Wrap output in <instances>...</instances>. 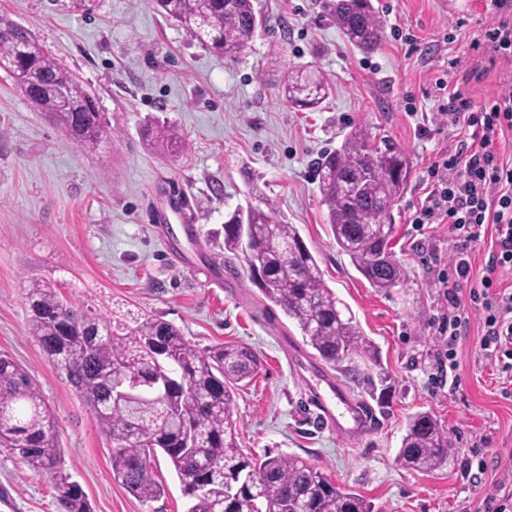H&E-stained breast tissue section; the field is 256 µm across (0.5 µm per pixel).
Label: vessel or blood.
<instances>
[{"label": "vessel or blood", "instance_id": "vessel-or-blood-1", "mask_svg": "<svg viewBox=\"0 0 512 512\" xmlns=\"http://www.w3.org/2000/svg\"><path fill=\"white\" fill-rule=\"evenodd\" d=\"M324 388H311L307 400L322 426L354 440L367 434L370 422L363 403L343 393L337 379L328 376Z\"/></svg>", "mask_w": 512, "mask_h": 512}]
</instances>
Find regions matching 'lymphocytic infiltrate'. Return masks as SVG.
Wrapping results in <instances>:
<instances>
[{
  "mask_svg": "<svg viewBox=\"0 0 512 512\" xmlns=\"http://www.w3.org/2000/svg\"><path fill=\"white\" fill-rule=\"evenodd\" d=\"M441 110L470 135L429 167L434 190L412 222L419 228L447 225L453 275L473 282L469 299L482 315V347L503 372L512 373V289L498 277L500 270L512 268V162L499 144L500 135L512 132V89L479 106L461 90H452ZM487 224L495 241L475 278L470 256Z\"/></svg>",
  "mask_w": 512,
  "mask_h": 512,
  "instance_id": "lymphocytic-infiltrate-1",
  "label": "lymphocytic infiltrate"
}]
</instances>
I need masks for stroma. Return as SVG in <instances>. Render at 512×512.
<instances>
[{
  "instance_id": "obj_1",
  "label": "stroma",
  "mask_w": 512,
  "mask_h": 512,
  "mask_svg": "<svg viewBox=\"0 0 512 512\" xmlns=\"http://www.w3.org/2000/svg\"><path fill=\"white\" fill-rule=\"evenodd\" d=\"M329 0H253L263 25L249 47L215 53L165 19L154 0H0V17L24 27L94 95L109 135L94 151L73 148L46 113L34 109L0 69V353L39 385L57 425L63 468L92 512H187L164 455L154 476L164 495L144 502L112 479L107 439L90 405L25 332V290L38 280L85 313L114 326L159 317L204 349L251 347L261 368L236 390L232 420L240 448L298 455L334 482L371 501L374 512H478L489 490L512 478V377L481 347L482 318L455 345L458 381L437 366V336L448 311V227L411 219L432 190L427 169L465 133L441 115L437 82L475 103L512 87V63L491 65L474 44L495 24L494 0H372L385 34L369 53L352 47L328 12ZM413 42L394 41L395 29ZM317 65L332 92L302 110L281 95L289 68ZM475 70L482 81L469 80ZM172 125L186 138L175 155L147 141L150 125ZM366 126L375 146L390 141L410 159L412 177L392 211L391 253L405 271L380 293L340 253L326 222L315 173L352 127ZM184 190L189 208L167 199ZM272 204L297 226L323 278L379 349L333 367L351 397L381 420L351 441L315 422L308 391L290 356L320 366L284 311L269 303L241 261L214 250L236 207ZM160 221L147 222L146 206ZM433 413L448 431L450 466L420 472L396 456L407 419ZM488 462L481 486L463 473L472 449ZM12 510L62 512L55 477L0 452V499Z\"/></svg>"
}]
</instances>
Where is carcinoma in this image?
Segmentation results:
<instances>
[{"label":"carcinoma","instance_id":"cac0c4a2","mask_svg":"<svg viewBox=\"0 0 512 512\" xmlns=\"http://www.w3.org/2000/svg\"><path fill=\"white\" fill-rule=\"evenodd\" d=\"M158 11L204 46L234 57L253 40L261 20L251 0H156ZM332 18L347 41L363 52L375 50L384 28L371 0H336ZM0 68L26 86L31 106L50 114L71 144L88 150L105 136L89 93L27 31L0 18ZM330 87L312 64L283 78L282 95L301 109L319 106ZM150 142L169 153L184 147L174 127L150 125ZM361 127L352 128L339 148L317 162L327 223L336 247L373 288L388 291L402 281L389 255L391 211L411 175L406 153L380 149ZM244 210L237 209V212ZM246 232L224 230L215 239L226 255L243 259L249 279L263 274L260 291L281 307L300 330L303 342L328 364L375 358L376 348L347 304L326 285L315 256L295 225L273 207L245 210ZM27 333L68 382L90 404L111 443L112 479L135 497L152 501L162 487L152 458L162 452L192 499L188 512H372L361 494L333 482L321 468L296 455L245 454L232 425L236 385L260 367L249 348L222 343L200 350L174 325L156 317L114 329L98 317L60 299L56 289L33 283L26 290ZM136 385L129 398L113 401L104 378ZM0 450L35 471L55 474L56 499L63 512H91L82 488L61 471L53 415L42 392L10 356L0 354ZM448 431L429 412L408 417L397 460L431 472L453 461Z\"/></svg>","mask_w":512,"mask_h":512}]
</instances>
